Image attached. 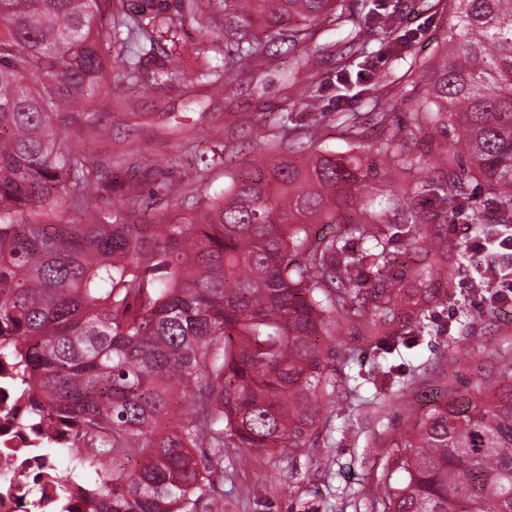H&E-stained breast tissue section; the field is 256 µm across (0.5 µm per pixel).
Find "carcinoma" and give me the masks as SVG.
Masks as SVG:
<instances>
[{
  "mask_svg": "<svg viewBox=\"0 0 512 512\" xmlns=\"http://www.w3.org/2000/svg\"><path fill=\"white\" fill-rule=\"evenodd\" d=\"M205 0H176L184 22ZM226 32L262 67L252 27L306 41L341 25L336 0H236ZM448 45L429 66L427 102L465 134L474 172L512 217V0H448ZM110 22H101L103 10ZM173 21L112 10V0H0V357L16 368L29 413L82 454L86 512H224V451L300 450L326 427L337 375L327 337L392 350L421 334L426 307L455 278L453 246L422 250L397 271L391 217L411 238L432 212L406 189L373 193L384 167L422 170L393 134L380 161L352 150H287L229 171L200 212L137 224L90 209L121 190L125 162L94 164L89 101L139 86L136 63L112 58V30L155 50ZM119 68L117 73L112 69ZM112 84V92L105 91ZM322 84L300 103L316 111ZM460 207L455 180L416 184ZM321 224H337L326 237ZM356 235L371 244L350 249ZM371 281L355 288L357 278ZM491 396H450L387 443L374 512H512V363Z\"/></svg>",
  "mask_w": 512,
  "mask_h": 512,
  "instance_id": "1",
  "label": "carcinoma"
}]
</instances>
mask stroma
Masks as SVG:
<instances>
[{"label":"stroma","instance_id":"obj_1","mask_svg":"<svg viewBox=\"0 0 512 512\" xmlns=\"http://www.w3.org/2000/svg\"><path fill=\"white\" fill-rule=\"evenodd\" d=\"M337 7L353 16V23L316 29L312 52L272 45L265 70L238 62L230 79L217 87L199 85L197 79L203 69L224 65L227 44L218 35L235 0H224L223 7L205 9L177 26L180 59L171 80L154 79L153 56L145 54L127 31H119L123 54L139 60L142 80L126 107L117 112H101L96 104H88L95 123L107 126L109 135L87 140L84 147L94 160L148 152L155 165L138 171L124 194L92 197L91 208L111 213L129 194L153 197L160 217L201 210L203 203L192 192V182L202 181L209 193L217 194L227 185L225 171L267 160L262 143L251 133L262 113L270 134L290 143L310 119H317V146L340 154L350 149L345 136L349 126L359 129L365 151L398 134L408 154L427 159L428 166L390 172V183L409 186L426 178L453 177L464 181V211L429 225L426 232L430 238L461 241L460 224L468 222L471 213L494 212L497 192L473 177L461 128L451 123L430 127L428 115L414 109L426 93L427 65L448 40V0H338ZM381 14L397 17V42H379ZM357 34L367 39L368 56L338 70L336 47L347 45ZM312 74L323 84L321 110L314 117L302 111L297 99ZM379 79L384 86L376 93L371 86ZM383 112L388 115L384 124L379 121ZM437 140L447 142L455 156L453 165L433 157ZM161 184L181 186L180 196L168 201L156 192ZM471 273L467 252H460L452 296L430 307L425 318L428 335L403 350L401 359L362 349L352 328L331 337L337 368L360 379L356 390L339 389L335 405L324 410L327 430L308 448H277L262 456L248 448L233 449L235 470L224 483V512H302L306 504L318 512H373L374 498L383 491L388 440L410 417L427 411L448 392L459 397L490 394L500 364L512 361V306L494 309L490 289L475 293L464 288Z\"/></svg>","mask_w":512,"mask_h":512}]
</instances>
